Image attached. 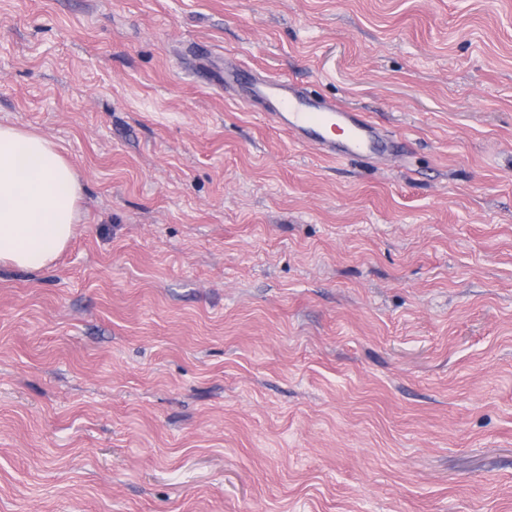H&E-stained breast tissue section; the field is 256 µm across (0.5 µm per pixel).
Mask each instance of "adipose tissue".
I'll use <instances>...</instances> for the list:
<instances>
[{
    "mask_svg": "<svg viewBox=\"0 0 512 512\" xmlns=\"http://www.w3.org/2000/svg\"><path fill=\"white\" fill-rule=\"evenodd\" d=\"M81 193L59 144L0 124V267H51L73 238Z\"/></svg>",
    "mask_w": 512,
    "mask_h": 512,
    "instance_id": "adipose-tissue-1",
    "label": "adipose tissue"
}]
</instances>
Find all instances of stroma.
Segmentation results:
<instances>
[{
	"label": "stroma",
	"mask_w": 512,
	"mask_h": 512,
	"mask_svg": "<svg viewBox=\"0 0 512 512\" xmlns=\"http://www.w3.org/2000/svg\"><path fill=\"white\" fill-rule=\"evenodd\" d=\"M0 123L83 187L0 268V512H512V0H0ZM249 96L266 105L263 115L295 137L333 158H368L394 152L398 143L376 133L374 125L342 107L316 105L315 100L294 83L272 76H252ZM336 131L343 135L336 142Z\"/></svg>",
	"instance_id": "35a3bbf8"
}]
</instances>
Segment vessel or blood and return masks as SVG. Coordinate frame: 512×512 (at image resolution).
<instances>
[{
	"instance_id": "obj_1",
	"label": "vessel or blood",
	"mask_w": 512,
	"mask_h": 512,
	"mask_svg": "<svg viewBox=\"0 0 512 512\" xmlns=\"http://www.w3.org/2000/svg\"><path fill=\"white\" fill-rule=\"evenodd\" d=\"M250 95L266 106V117L295 137L331 157L368 158L395 151L397 144L380 137L360 115L336 106L321 107L294 83L272 76L250 80Z\"/></svg>"
}]
</instances>
